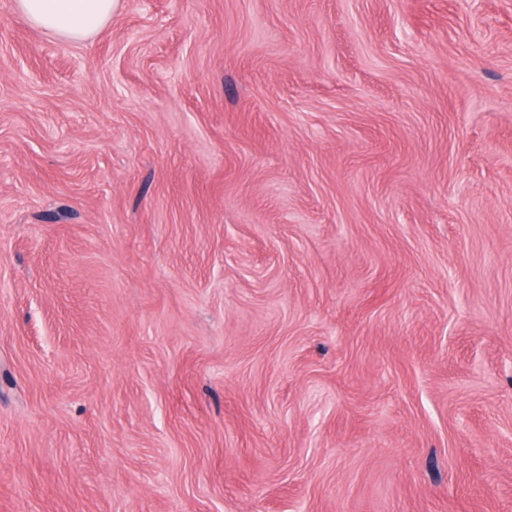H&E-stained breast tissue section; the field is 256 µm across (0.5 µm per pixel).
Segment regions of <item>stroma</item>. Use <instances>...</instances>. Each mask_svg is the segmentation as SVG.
I'll list each match as a JSON object with an SVG mask.
<instances>
[{
	"label": "stroma",
	"instance_id": "1",
	"mask_svg": "<svg viewBox=\"0 0 512 512\" xmlns=\"http://www.w3.org/2000/svg\"><path fill=\"white\" fill-rule=\"evenodd\" d=\"M0 512H512V0H0ZM116 0H16L17 12L31 25L65 42H81L112 19Z\"/></svg>",
	"mask_w": 512,
	"mask_h": 512
}]
</instances>
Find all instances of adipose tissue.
<instances>
[{"mask_svg": "<svg viewBox=\"0 0 512 512\" xmlns=\"http://www.w3.org/2000/svg\"><path fill=\"white\" fill-rule=\"evenodd\" d=\"M31 25L65 42H81L108 24L116 0H16Z\"/></svg>", "mask_w": 512, "mask_h": 512, "instance_id": "ef3b65f1", "label": "adipose tissue"}]
</instances>
